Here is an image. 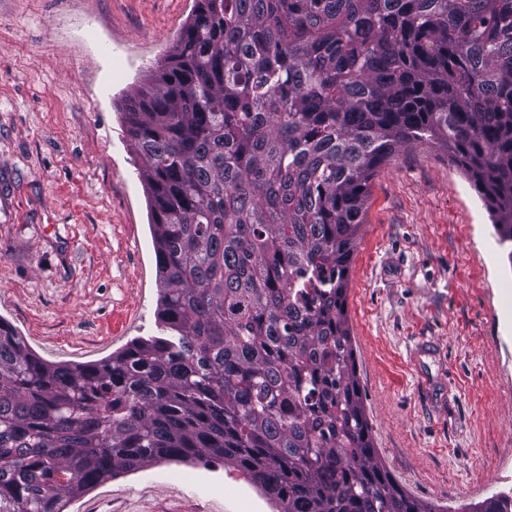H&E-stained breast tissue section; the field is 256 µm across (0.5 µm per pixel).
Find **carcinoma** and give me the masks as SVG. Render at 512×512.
<instances>
[{"instance_id":"carcinoma-1","label":"carcinoma","mask_w":512,"mask_h":512,"mask_svg":"<svg viewBox=\"0 0 512 512\" xmlns=\"http://www.w3.org/2000/svg\"><path fill=\"white\" fill-rule=\"evenodd\" d=\"M126 115L162 335L56 366L0 320V512L189 458L278 512H436L374 450L346 296L404 149L444 148L512 244V0H197Z\"/></svg>"}]
</instances>
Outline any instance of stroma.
<instances>
[{
    "label": "stroma",
    "instance_id": "1",
    "mask_svg": "<svg viewBox=\"0 0 512 512\" xmlns=\"http://www.w3.org/2000/svg\"><path fill=\"white\" fill-rule=\"evenodd\" d=\"M195 0H0V318L48 364L156 332L141 161L124 121ZM347 314L375 451L436 512L512 491V255L443 150L376 175ZM65 512H277L234 466L162 459Z\"/></svg>",
    "mask_w": 512,
    "mask_h": 512
}]
</instances>
